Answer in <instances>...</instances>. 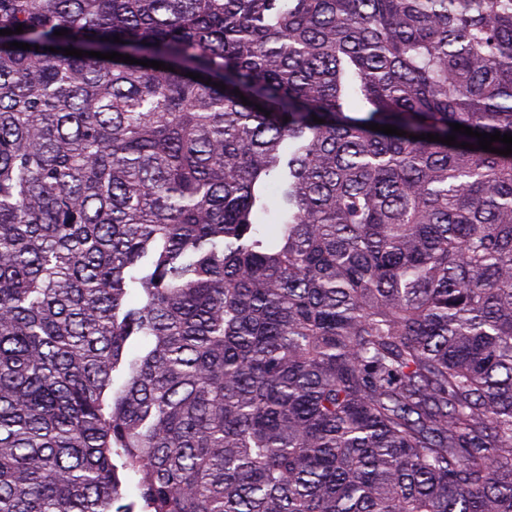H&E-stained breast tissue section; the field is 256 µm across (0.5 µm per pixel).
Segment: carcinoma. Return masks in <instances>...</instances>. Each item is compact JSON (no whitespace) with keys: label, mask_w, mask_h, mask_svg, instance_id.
<instances>
[{"label":"carcinoma","mask_w":512,"mask_h":512,"mask_svg":"<svg viewBox=\"0 0 512 512\" xmlns=\"http://www.w3.org/2000/svg\"><path fill=\"white\" fill-rule=\"evenodd\" d=\"M19 25L0 512H512V154L450 127L512 134V0H0Z\"/></svg>","instance_id":"obj_1"}]
</instances>
